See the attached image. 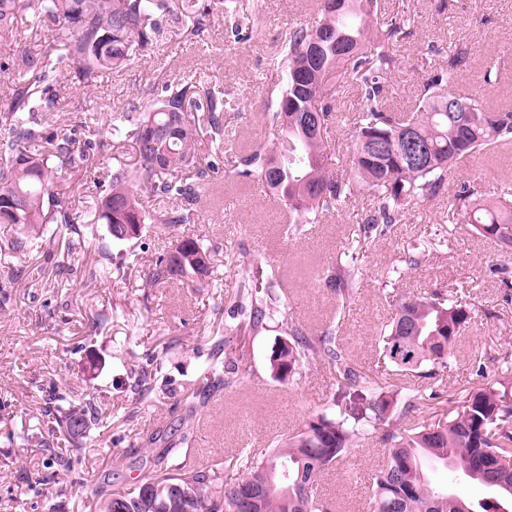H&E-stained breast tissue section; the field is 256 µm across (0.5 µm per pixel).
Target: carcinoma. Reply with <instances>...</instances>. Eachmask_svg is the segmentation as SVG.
<instances>
[{"mask_svg":"<svg viewBox=\"0 0 512 512\" xmlns=\"http://www.w3.org/2000/svg\"><path fill=\"white\" fill-rule=\"evenodd\" d=\"M316 20L293 25L272 59L275 80L267 88L260 115L278 133L270 145H249L230 137L239 110L229 93L203 83L179 80L146 85L121 111L82 125V136L47 133V111L56 107L53 82L66 60L71 82L91 94L105 73L124 69L151 45L169 0H0V39L15 38L18 22L52 25L51 41L39 51L23 50L7 76L9 103L0 111V224L14 236L0 243V257L32 248L43 226L65 224L71 232L69 203L52 191L64 174L84 177L90 156L101 150L100 133L112 134V147H131L137 162L116 161L94 180L87 202L92 219L86 232L103 224L114 243L138 240L148 224L174 227L195 223L198 207L212 202V161L201 155L208 141L224 157L223 181L260 185L288 213L287 233L300 237L309 224L365 193L370 204L358 222L355 242L374 241L413 209L444 193L463 160L512 144V107L492 109L485 94L452 85L468 64L467 51L443 56L427 71L409 112H391L385 97L388 79L399 64L398 45L407 35V11L389 13L384 0H318ZM228 37L243 40L239 0H220ZM500 63L486 62V90L500 82ZM357 90L360 111L353 123L347 167L331 152L337 100L344 86ZM426 147L420 160L402 150L407 136ZM174 199L176 208H147L145 197ZM452 223L463 221L480 237L497 242L512 256V186L494 204L482 199L479 185L463 184L448 197ZM361 246L351 247L324 272L323 282L341 298L351 297L363 275ZM212 256L194 236L181 235L174 248L154 261L149 285L173 279L199 287L212 283ZM233 336H254L275 324L288 345L270 356L276 379L297 380L321 362L336 374V394L353 393L361 406L338 401L310 417L285 440H273L262 453H237L224 461H198L191 448L205 399L224 389L247 366L240 345L227 351L224 337L213 343L198 388L172 404L179 436L158 430L145 444H164L153 453L151 471L130 491L97 497L98 512L114 497L125 512H330L318 493L325 471L339 463L356 442L375 432L387 445L370 482V512H512V353L501 356L499 378L445 394L428 388L390 390L357 366L340 343L339 328L327 325L310 336L291 313L283 277L244 262L232 292L225 294ZM475 318V305L444 288L402 296L378 331L385 368L401 375L436 378L448 368L458 338ZM160 358L130 363L134 390L152 399ZM48 398L55 414L43 446L84 443L101 422L95 404L61 405ZM432 407L429 418L412 429L404 420ZM225 465L239 475L230 483L213 478ZM458 473L465 485L439 488L436 472ZM493 491L476 499L471 488Z\"/></svg>","mask_w":512,"mask_h":512,"instance_id":"carcinoma-1","label":"carcinoma"}]
</instances>
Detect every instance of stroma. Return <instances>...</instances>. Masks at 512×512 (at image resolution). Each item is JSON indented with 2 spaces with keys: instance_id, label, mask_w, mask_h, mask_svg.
I'll use <instances>...</instances> for the list:
<instances>
[{
  "instance_id": "1",
  "label": "stroma",
  "mask_w": 512,
  "mask_h": 512,
  "mask_svg": "<svg viewBox=\"0 0 512 512\" xmlns=\"http://www.w3.org/2000/svg\"><path fill=\"white\" fill-rule=\"evenodd\" d=\"M249 37L231 44L224 35L221 6H214L207 27L186 35L190 23L182 0H172L173 17L143 55L119 72L104 75L92 96L79 94L66 80L54 92L57 113L52 129L58 134L79 130L89 118L119 110L140 85L163 84L192 76L230 90L243 114L237 129L246 142L268 138L255 120L264 108L266 87L275 79L270 64L282 34L294 23L312 19L316 0H241ZM392 10L407 9L413 34L399 49L388 105L403 111L412 105L423 76L439 54L466 48L470 64L458 74L469 88L482 87L485 60L498 59L503 74L490 94L494 103L512 105V0H389ZM434 45L426 53V45ZM458 181H476L487 197H496L512 182V151H494L465 159ZM224 203L206 209L186 230L202 240L214 255L220 289L195 288L179 281L163 286L148 283L152 257L175 245L173 234L149 227L141 242L117 245L105 230L72 249L61 248L59 233L46 231L45 241L19 258L0 260V432L45 427L47 419L35 402L52 391L70 400L93 399L109 420L96 429L77 454L88 469L80 492L57 496L63 472L43 468L46 449L0 441V512H95L92 489L98 474L110 476L113 490L132 487L144 474L147 435L157 429L175 430L168 409L180 392L199 384V369L213 337L223 335L230 313L223 294L235 284L238 265L251 260L287 274L292 310L310 330L332 322L341 325L340 339L364 370L381 374L377 331L393 312L392 296L380 284L398 266L408 242L445 233L443 252L425 257L407 270L397 285L401 294H420L453 286L474 300L478 314L456 346L443 380L464 389L500 372L499 353L512 342V301L502 298L499 268L512 271V259L486 238L472 234L463 223L445 224V198L427 201L410 212L386 236L364 244L363 279L353 299L341 300L325 288L323 274L350 245L364 200L356 198L309 225L305 235L286 237V217L273 199L248 187L225 186ZM109 248L114 261L126 268L124 278L89 280L88 272ZM102 320L92 348L82 339L93 320ZM135 332L139 354H162V373L154 399L144 402L134 393L127 366L117 346ZM277 328L239 341L245 343L248 370L213 395L201 415L194 452L203 460L227 457L242 448H264L292 431L303 419L322 410L336 391L332 367L322 363L294 382L276 380L270 367ZM382 460L378 441L352 449L346 459L322 477L318 491L334 512H369V478ZM40 472L38 491L28 490V474Z\"/></svg>"
}]
</instances>
